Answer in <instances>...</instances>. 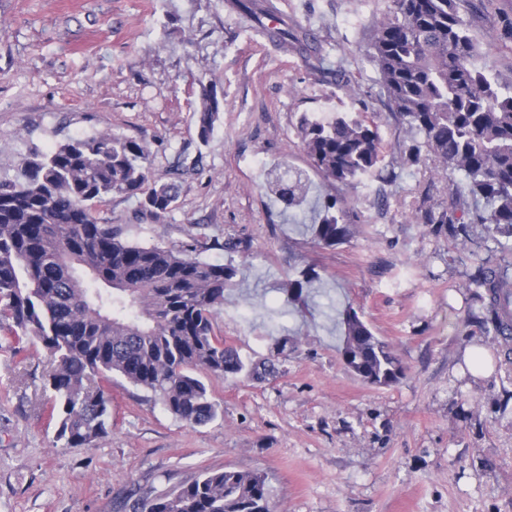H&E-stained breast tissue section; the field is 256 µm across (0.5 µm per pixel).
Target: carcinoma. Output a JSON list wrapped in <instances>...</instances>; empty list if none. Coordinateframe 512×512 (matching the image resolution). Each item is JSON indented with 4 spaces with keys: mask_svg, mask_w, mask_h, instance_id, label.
<instances>
[{
    "mask_svg": "<svg viewBox=\"0 0 512 512\" xmlns=\"http://www.w3.org/2000/svg\"><path fill=\"white\" fill-rule=\"evenodd\" d=\"M470 0H389L376 28L370 59L390 107L451 173L475 210L472 223L512 238V85L500 86L475 65L480 54L463 11ZM233 6L258 21L270 11L255 0ZM216 88L201 85L195 109L207 140L219 118ZM312 165L329 180L350 185L369 176L379 160L378 126L364 117L329 120L302 116L298 126ZM283 210L298 214L308 187L299 174L269 183ZM178 186L152 180L148 153L118 134L70 139L33 150L12 179L0 180V330L8 349L37 342L50 358L45 372L57 440L89 445L111 421L104 383L117 374L157 397L189 425L218 415L203 379L250 372L224 343L216 315L236 270L203 261L186 248L145 246L98 210L114 193L141 198L146 210L166 211ZM421 222L434 234L454 230L448 214L426 210ZM314 242L334 247L352 235L336 201L324 204L311 225ZM318 279L312 269L288 280V300H303ZM495 335L512 340V278L495 267L479 270ZM343 344L353 349L346 369L377 386L398 383L405 369L389 344L349 306L341 311ZM138 512H274L267 477L259 472L206 471L175 491L138 504Z\"/></svg>",
    "mask_w": 512,
    "mask_h": 512,
    "instance_id": "carcinoma-1",
    "label": "carcinoma"
}]
</instances>
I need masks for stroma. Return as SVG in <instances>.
Segmentation results:
<instances>
[{
    "label": "stroma",
    "instance_id": "stroma-1",
    "mask_svg": "<svg viewBox=\"0 0 512 512\" xmlns=\"http://www.w3.org/2000/svg\"><path fill=\"white\" fill-rule=\"evenodd\" d=\"M310 33L282 48L229 0H0V179L30 150L120 134L149 152L154 180L178 185L164 213L115 194L101 216L129 240L181 248L237 270L216 323L246 363L277 362L263 381L207 376L218 416L187 425L121 376L105 391L112 426L84 447L56 438L45 410V351L3 350L0 512H135L207 470L260 471L275 512H512V362L480 323L471 280L512 261V238L469 221L467 203L390 109L369 58L386 0H277ZM479 67L512 82V0H472L465 16ZM211 84L221 112L200 141L193 110ZM363 114L382 147L370 177L325 179L299 135L302 114ZM309 181V209L333 198L353 234L317 246L309 223L267 190L281 163ZM467 222L433 234L422 212ZM234 240L238 249L221 243ZM318 278L301 304L284 286ZM352 304L400 358L379 387L348 372L336 309ZM484 346L487 378L462 371Z\"/></svg>",
    "mask_w": 512,
    "mask_h": 512
}]
</instances>
